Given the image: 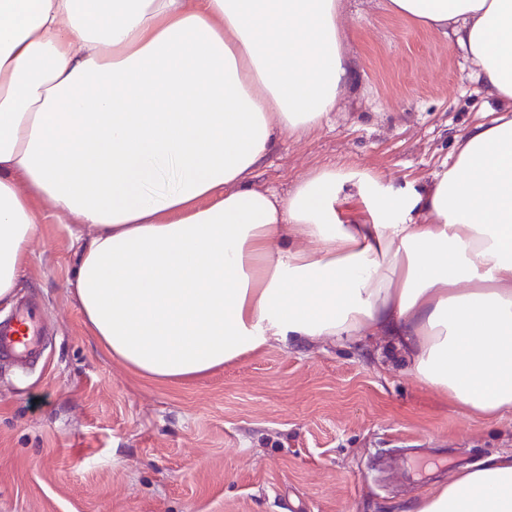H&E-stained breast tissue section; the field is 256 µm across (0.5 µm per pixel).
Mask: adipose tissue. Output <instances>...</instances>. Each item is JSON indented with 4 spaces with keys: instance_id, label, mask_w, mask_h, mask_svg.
Listing matches in <instances>:
<instances>
[{
    "instance_id": "obj_1",
    "label": "adipose tissue",
    "mask_w": 512,
    "mask_h": 512,
    "mask_svg": "<svg viewBox=\"0 0 512 512\" xmlns=\"http://www.w3.org/2000/svg\"><path fill=\"white\" fill-rule=\"evenodd\" d=\"M465 50L497 115L428 183L319 168L255 186L350 84L341 0H0V303L39 205L93 228L71 288L91 336L160 382L275 339L386 336L423 385L512 410V0H389ZM178 182L153 194L162 170ZM358 197L348 217L341 198ZM409 512H512V456Z\"/></svg>"
}]
</instances>
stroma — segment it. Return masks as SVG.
Instances as JSON below:
<instances>
[{
    "mask_svg": "<svg viewBox=\"0 0 512 512\" xmlns=\"http://www.w3.org/2000/svg\"><path fill=\"white\" fill-rule=\"evenodd\" d=\"M344 0L354 77L321 127L257 169L286 193L318 168L430 181L495 102L465 53ZM77 227L38 226L17 298L44 309L43 359L0 362V512H406L457 472L512 454V410L482 416L417 381L382 336L272 340L206 378L163 383L112 356L70 291Z\"/></svg>",
    "mask_w": 512,
    "mask_h": 512,
    "instance_id": "1",
    "label": "stroma"
}]
</instances>
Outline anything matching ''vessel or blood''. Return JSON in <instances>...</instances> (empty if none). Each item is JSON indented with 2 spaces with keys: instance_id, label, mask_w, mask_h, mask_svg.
Instances as JSON below:
<instances>
[{
  "instance_id": "b4317fda",
  "label": "vessel or blood",
  "mask_w": 512,
  "mask_h": 512,
  "mask_svg": "<svg viewBox=\"0 0 512 512\" xmlns=\"http://www.w3.org/2000/svg\"><path fill=\"white\" fill-rule=\"evenodd\" d=\"M45 337L39 301H20L9 317L0 318V359L10 358L23 365H35L42 358Z\"/></svg>"
}]
</instances>
